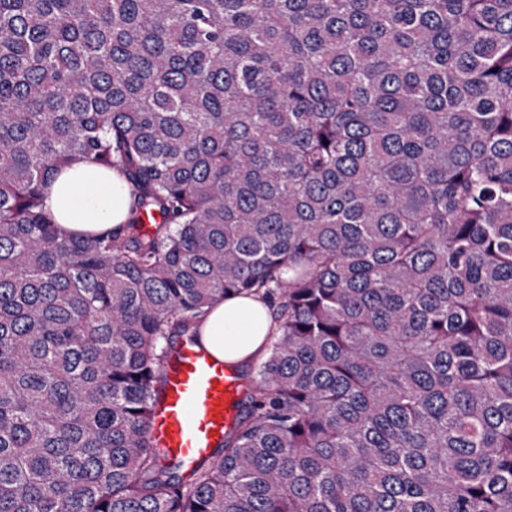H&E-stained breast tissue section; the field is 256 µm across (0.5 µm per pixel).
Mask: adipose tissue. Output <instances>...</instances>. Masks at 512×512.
<instances>
[{"mask_svg":"<svg viewBox=\"0 0 512 512\" xmlns=\"http://www.w3.org/2000/svg\"><path fill=\"white\" fill-rule=\"evenodd\" d=\"M45 204L65 233H109L126 218L128 186L118 172L103 174L82 164L52 181ZM199 326L203 346L216 359L245 367L265 355L275 330L274 311L260 298L232 297L216 302Z\"/></svg>","mask_w":512,"mask_h":512,"instance_id":"adipose-tissue-1","label":"adipose tissue"}]
</instances>
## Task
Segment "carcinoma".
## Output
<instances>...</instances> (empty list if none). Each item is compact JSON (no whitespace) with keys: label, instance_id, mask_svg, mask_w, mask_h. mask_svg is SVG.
I'll return each instance as SVG.
<instances>
[{"label":"carcinoma","instance_id":"1","mask_svg":"<svg viewBox=\"0 0 512 512\" xmlns=\"http://www.w3.org/2000/svg\"><path fill=\"white\" fill-rule=\"evenodd\" d=\"M85 162L107 235L44 205ZM251 293L183 474L163 367ZM0 512H512V0H0ZM99 171L95 165L82 164L51 182L45 205L63 232L110 233L125 220L126 181L116 171H106L104 176ZM203 346L185 341L166 364L152 411V436L187 471L214 453L241 409L245 384L231 367L262 358L275 330L274 310L254 296L216 302L199 320ZM218 359V360H217Z\"/></svg>","mask_w":512,"mask_h":512}]
</instances>
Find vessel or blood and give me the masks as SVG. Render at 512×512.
Masks as SVG:
<instances>
[{"mask_svg":"<svg viewBox=\"0 0 512 512\" xmlns=\"http://www.w3.org/2000/svg\"><path fill=\"white\" fill-rule=\"evenodd\" d=\"M165 372L152 411V436L190 470L223 443L239 416L244 382L233 368L191 341L175 349Z\"/></svg>","mask_w":512,"mask_h":512,"instance_id":"obj_1","label":"vessel or blood"}]
</instances>
